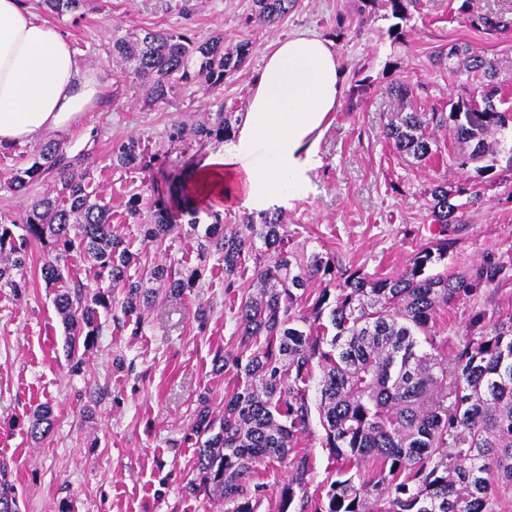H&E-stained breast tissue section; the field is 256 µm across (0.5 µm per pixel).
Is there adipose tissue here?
Returning a JSON list of instances; mask_svg holds the SVG:
<instances>
[{
	"mask_svg": "<svg viewBox=\"0 0 512 512\" xmlns=\"http://www.w3.org/2000/svg\"><path fill=\"white\" fill-rule=\"evenodd\" d=\"M111 91V78L82 65L68 38L36 19L26 0H0V149L82 127ZM343 93L333 42L307 32L274 38L236 133L195 167L190 190L251 213L304 196Z\"/></svg>",
	"mask_w": 512,
	"mask_h": 512,
	"instance_id": "1",
	"label": "adipose tissue"
}]
</instances>
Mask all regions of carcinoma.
<instances>
[{"label":"carcinoma","mask_w":512,"mask_h":512,"mask_svg":"<svg viewBox=\"0 0 512 512\" xmlns=\"http://www.w3.org/2000/svg\"><path fill=\"white\" fill-rule=\"evenodd\" d=\"M474 2L462 0L458 8L471 26L487 34L512 30V17L476 12ZM86 3L44 0L58 16ZM297 3L253 0L250 20L273 28ZM251 53L249 41L224 50L221 32L204 40L170 29L112 36V58L130 65L155 103L167 102L183 83H223ZM435 60L453 73L467 72L476 84L447 112L400 113L386 138L400 156L420 163L440 151L437 133L443 131L458 145L448 154L451 166L464 172L476 163L477 173L489 176L508 124L496 104L497 59L464 44ZM241 120L217 112L192 133L199 143L224 142ZM160 158L135 138L118 142L111 154L112 166L144 173ZM81 165L56 140L44 142L31 165L4 186L25 196L52 174L61 189L33 200L20 221L0 224V289L23 294L32 246L46 249L40 279L55 289L65 356L74 369L82 365L79 350L94 346L102 333L101 314L119 329L140 324L160 297L182 298L199 287L202 264L212 257L224 265L229 296L250 275L235 308L237 352L213 358L215 371L231 369L241 384L224 398L222 415L206 405L195 414L189 437L196 478L186 485L189 494L224 502V512H257L266 491L258 467L277 463L288 468L279 512H498V490L512 489V316L487 323L486 312L476 311L463 336L436 326L439 309L507 279L506 267L490 259L467 275L448 272L452 227L463 223L478 191L434 180L429 211L439 231L391 276L368 277L334 255L290 245L280 209L248 213L234 224L214 212L202 233L193 218L184 235L195 240L200 264L150 265L114 233L111 208L89 191ZM143 198L128 199L126 216L139 225L144 246L160 248L178 227L176 216L163 200L145 207ZM78 257L90 263L96 287L73 273ZM326 280L334 288H321L309 301L313 285ZM315 419L319 444L329 449L336 470L335 479L311 495L313 466L298 447L314 435ZM52 429L51 407L34 408L30 439L40 442Z\"/></svg>","instance_id":"1"}]
</instances>
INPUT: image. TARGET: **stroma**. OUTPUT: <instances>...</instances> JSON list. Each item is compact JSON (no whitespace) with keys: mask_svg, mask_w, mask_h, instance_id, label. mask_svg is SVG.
<instances>
[{"mask_svg":"<svg viewBox=\"0 0 512 512\" xmlns=\"http://www.w3.org/2000/svg\"><path fill=\"white\" fill-rule=\"evenodd\" d=\"M39 19L68 33L77 59L105 70L112 99L90 113L83 128L57 133L67 156L90 173V189L112 207V226L144 250L148 262L182 258L197 264L194 240L175 231L168 251L143 247L139 227L125 218L129 196L142 189L138 170L112 167L116 141L139 138L164 154L162 167L187 176L194 164L222 145L187 139L172 143V125L193 124L207 114L244 112L265 47L277 36L309 30L334 42L345 87L366 77L371 88L360 103L342 98L320 143L322 164L311 191L286 208L289 231L309 247L368 275L401 272L430 237L428 190L439 177L460 181L447 153L422 163L406 160L385 136L401 109L389 88L405 81L411 104L423 111L466 92L465 76L436 65L438 51L467 42L498 59L503 109L512 108V32L491 36L455 18L450 0H410L408 18L396 22L387 0H300L273 29L247 24L252 0H90L82 16H57L31 0ZM402 26L400 38L390 34ZM172 28L203 38L224 34L225 48L253 44L245 66L223 84H181L167 103L145 100L110 53L114 30ZM39 148L32 141L0 150V219H20L31 198L52 192L44 178L17 196L4 188L11 172L28 167ZM478 204L466 214L448 257L449 270L467 273L491 258L512 275V153L498 157L492 181L480 182ZM45 259L32 247V275L22 297L0 290V474L12 487L17 512H221L216 501L186 493L194 479V450L184 443L200 403L222 412L238 385L233 372L212 370L215 352H236L235 304L224 293V268L207 262L203 286L184 298H163L145 311L138 334L115 332L103 318L102 334L72 371L53 290L37 271ZM212 310L199 329V306ZM491 320L512 315V278L499 289L461 300L441 311L438 324L464 334L472 314ZM41 403L52 406L55 425L43 442L27 434Z\"/></svg>","mask_w":512,"mask_h":512,"instance_id":"1","label":"stroma"}]
</instances>
